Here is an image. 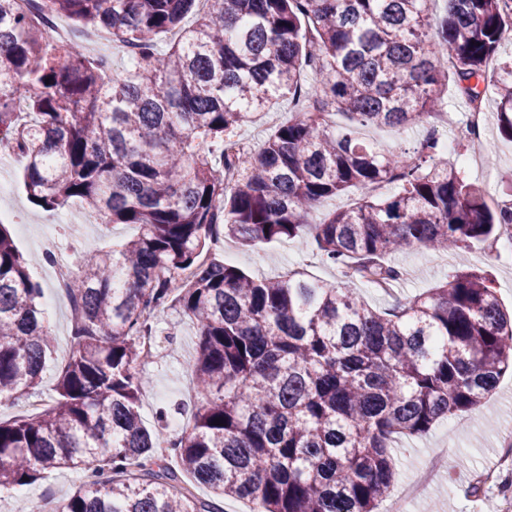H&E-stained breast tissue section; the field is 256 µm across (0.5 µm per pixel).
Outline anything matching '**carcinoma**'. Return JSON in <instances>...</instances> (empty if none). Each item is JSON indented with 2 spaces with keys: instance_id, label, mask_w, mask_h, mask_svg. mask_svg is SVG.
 <instances>
[{
  "instance_id": "carcinoma-1",
  "label": "carcinoma",
  "mask_w": 512,
  "mask_h": 512,
  "mask_svg": "<svg viewBox=\"0 0 512 512\" xmlns=\"http://www.w3.org/2000/svg\"><path fill=\"white\" fill-rule=\"evenodd\" d=\"M428 2L0 0V142L25 159L28 196L47 211L79 199L107 224L139 227L117 249L75 255L71 351L41 411L0 421V493L79 468L57 512H223L195 484L257 512H375L396 481L392 437L488 406L512 373V311L488 272L463 261L383 311L356 290L395 279L389 257L402 250L466 257L512 224V206L491 208L434 139L408 157L322 119L422 126L451 81L473 102L471 81L494 60L498 128L512 140V56L500 53L512 8L448 0L432 23ZM53 16L112 32L127 68L114 76L53 41ZM287 96L312 110L258 150L225 151ZM394 181L398 193L373 198ZM346 192L352 207L309 223ZM282 239L314 243L341 283L201 259L223 240ZM43 290L0 223V402L41 393L55 344ZM175 306L196 327L200 405L165 456L141 417L138 363L141 337Z\"/></svg>"
}]
</instances>
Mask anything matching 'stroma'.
I'll return each instance as SVG.
<instances>
[{
	"instance_id": "1",
	"label": "stroma",
	"mask_w": 512,
	"mask_h": 512,
	"mask_svg": "<svg viewBox=\"0 0 512 512\" xmlns=\"http://www.w3.org/2000/svg\"><path fill=\"white\" fill-rule=\"evenodd\" d=\"M298 103L284 99L274 110L259 119L243 124L238 135L251 147H259L289 113L297 111ZM488 140L492 152L485 157L487 167L496 176L486 181L481 170L461 166L465 179L486 184L488 192L512 203V141L503 138L497 123H490ZM24 164L19 160L0 161V181L10 184V195L0 198V208L7 217L1 219L20 253L28 262L30 276L45 288L42 301L44 316L55 334L56 352L43 372V389L51 391L59 364L70 350L71 313L67 303L55 300L51 272L39 263V246L45 236H55L60 249H67L73 234H80L84 250L119 244L136 233L134 226L114 224L104 227L86 223L84 211L72 203L62 209L46 211L32 204L23 184ZM500 240H492L469 253L472 266L487 270L497 294L505 306H512V261L503 257ZM232 265L253 276L275 277L286 268H297L306 276L336 282V267L326 264L314 246H302L295 240H282L254 248L233 245ZM394 263L402 276L394 288L384 291L369 285L359 286L361 300L377 309L390 307L394 300H406L447 280L457 260L448 253L412 250L395 254ZM158 334L162 354L158 362L145 369L148 385L141 397V414L147 427L157 424L159 408H167L170 418L193 412L197 404L190 386L189 365L196 352L197 336L193 323L172 308L160 318ZM491 409L462 418L438 422L427 434L404 437L394 443L392 454L399 481L412 479L436 449L448 451V475L438 480L424 496L409 505V512H500L502 499L497 490H486L479 499H472L467 489L475 475L495 463L498 444L512 434V375L501 379L491 399ZM82 478L78 469H62L48 473L35 484L0 495V512H29L33 501L61 500Z\"/></svg>"
}]
</instances>
